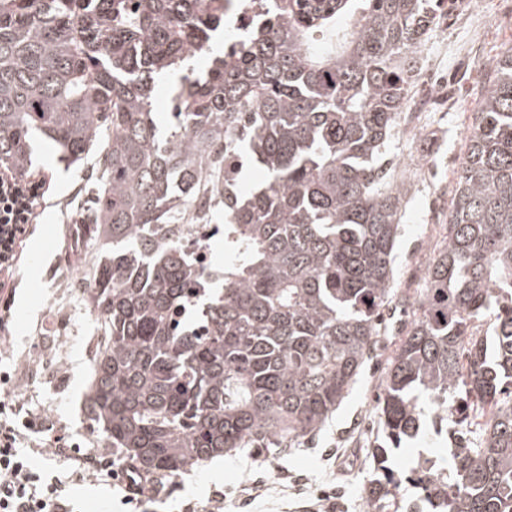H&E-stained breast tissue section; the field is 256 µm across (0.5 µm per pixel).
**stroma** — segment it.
<instances>
[{
  "mask_svg": "<svg viewBox=\"0 0 512 512\" xmlns=\"http://www.w3.org/2000/svg\"><path fill=\"white\" fill-rule=\"evenodd\" d=\"M448 18L436 12L434 24L416 50L432 108L422 134L407 148H392L402 193L403 232L394 251L391 305L404 307L418 299L426 286L419 255L442 246L448 207L468 143L467 129L488 88L483 60L512 49V26L490 31L471 41L468 28L445 30ZM33 173L50 182L51 205L38 208L36 234L26 249L9 312L8 356L0 366L18 371L17 393L34 415L62 423L82 450L101 444L87 410L91 380L90 316L80 286L85 273L69 260V252L53 242L64 226L73 225L86 195L92 166H66L46 141L34 147ZM387 357L372 350L357 382L332 417L317 432L301 439L291 451H233L177 474L164 483L165 495L143 504L123 501L109 486H78L74 493L82 512H180L183 504L205 505L215 491L224 494V512H361L364 493L378 477L372 450L384 442L377 397L385 379ZM461 429L456 422L436 424L425 413L418 437L403 442L394 461L409 471L418 453L450 459ZM262 481L255 499L245 485Z\"/></svg>",
  "mask_w": 512,
  "mask_h": 512,
  "instance_id": "1",
  "label": "stroma"
}]
</instances>
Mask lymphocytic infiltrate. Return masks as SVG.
<instances>
[{
	"label": "lymphocytic infiltrate",
	"mask_w": 512,
	"mask_h": 512,
	"mask_svg": "<svg viewBox=\"0 0 512 512\" xmlns=\"http://www.w3.org/2000/svg\"><path fill=\"white\" fill-rule=\"evenodd\" d=\"M22 183L0 169V302L7 306L15 298L12 281L27 244L19 219L34 216L44 186L35 181L33 193L20 203L11 190ZM10 382V374L0 375V512H77L67 481H97L112 466L111 449L80 451L56 420L33 416ZM46 452L66 465L67 479L45 478L32 466V457Z\"/></svg>",
	"instance_id": "1"
}]
</instances>
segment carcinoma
I'll use <instances>...</instances> for the list:
<instances>
[{"label":"carcinoma","instance_id":"carcinoma-1","mask_svg":"<svg viewBox=\"0 0 512 512\" xmlns=\"http://www.w3.org/2000/svg\"><path fill=\"white\" fill-rule=\"evenodd\" d=\"M428 0H270L235 51L174 86L173 123L152 112L159 76L224 27L206 0H0V166L26 174L33 146L71 166L97 149L94 198L75 233L95 247L86 308L99 325L89 414L105 443L161 479L267 441L292 447L336 411L378 335L401 195L382 169ZM379 412L391 447L365 491L380 512H512V53L499 57ZM224 178L216 283L176 241L209 157ZM264 173L237 189L243 158ZM191 304L202 329L175 312ZM493 324V346L473 335ZM440 395L482 440L448 480L394 450ZM459 490H454V487Z\"/></svg>","mask_w":512,"mask_h":512}]
</instances>
